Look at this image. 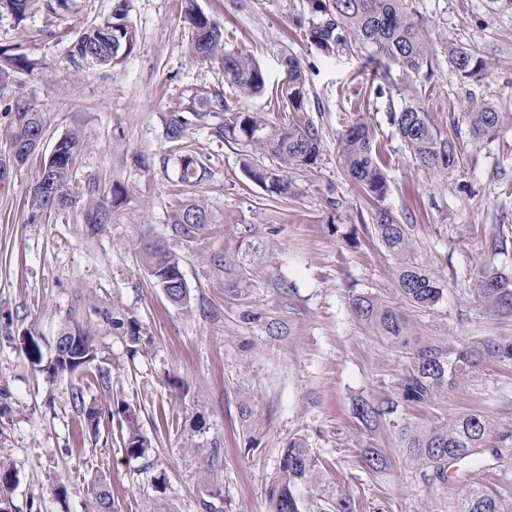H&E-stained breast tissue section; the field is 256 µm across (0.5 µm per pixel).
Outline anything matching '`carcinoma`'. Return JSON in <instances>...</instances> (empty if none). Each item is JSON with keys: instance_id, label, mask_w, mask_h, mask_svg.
I'll list each match as a JSON object with an SVG mask.
<instances>
[{"instance_id": "cac0c4a2", "label": "carcinoma", "mask_w": 512, "mask_h": 512, "mask_svg": "<svg viewBox=\"0 0 512 512\" xmlns=\"http://www.w3.org/2000/svg\"><path fill=\"white\" fill-rule=\"evenodd\" d=\"M302 9L294 18L297 30L307 44L330 57L338 51L358 48L373 69L370 86L377 98L386 99V117L393 125L416 163L429 172L446 173L458 163L455 141L434 127L428 120L419 95L408 91H394L391 69L396 66L406 73L425 72L431 77L433 67L423 25L409 0H301ZM184 20L191 30L187 47L189 57L201 63H217L224 71V83L243 96H261L267 85L263 70L249 55L231 48L232 42L224 27L198 9L195 0H185ZM32 0H0L4 9L17 19L26 18ZM127 0H117L112 15L79 31L67 52L70 68L82 72L90 67H110L128 57L135 49L136 34L127 21ZM448 63L460 79H474L485 68V60L465 46L448 48ZM285 79L271 90L270 101L287 112L302 114L307 111L309 88L298 58L286 51L281 56ZM36 64L23 55L0 51V91L14 82V75L34 73ZM401 96L402 104L395 107L393 94ZM214 108L231 113L224 126L213 133L226 142L243 145L269 159L264 165L246 159L243 168L249 180L260 186L268 197L286 200L295 195L296 189L288 177L291 170L315 168L321 157V136L311 121H290L277 125L258 112L238 111L224 100L220 92L213 94ZM10 121L5 141L9 147L43 139L44 115L26 97L18 95L4 105ZM502 123V113L489 105H482L469 113L470 133L475 138L490 136ZM186 132L182 111L171 112L166 135L177 141ZM342 155L349 175L358 181L367 193L382 202L389 192L383 163L382 144L378 143L375 130L366 122L354 121L340 133ZM57 160L51 154L42 160L40 172L45 174L48 191L31 187L28 200L29 218H47L52 214L80 210L84 223L95 233L111 223L112 203L95 178L85 180L82 190L73 189L74 165L81 155L82 144L73 134L56 141ZM208 223L207 209L199 201L178 203L171 214L173 232L189 234L200 231ZM373 229L379 244L397 261V286L410 304L419 308H433L445 296L446 285L434 273L420 266L411 258L413 226L401 223L392 212L381 207L373 217ZM145 268L175 304L187 299V289L173 287L172 282L182 278L179 260L164 244L154 241L142 247ZM485 302L503 317L512 316V277L495 267H485L479 283ZM350 306L358 319L376 329L388 343L396 348L409 344L406 321L395 309L384 306L369 294H356ZM105 321L114 326H127L130 343L140 342L139 330L131 321L124 322L111 313L103 314ZM73 328L81 336L84 360L71 365L58 360L44 363L41 345L27 332L17 337L26 358L49 381L78 370L87 372L95 366L100 350L96 337L79 323ZM502 359L512 360V343L484 340L476 347L424 344L412 353V365L403 374L395 393L377 403L359 400L354 411L357 418L370 425L385 419L393 425L399 448L411 463L431 471V479L444 483L448 480V467L483 450L498 456V449L487 447L491 426L480 414H464L452 420L437 421L430 425L406 422L396 417L403 402L428 405L447 394L448 389L474 372L479 358L477 351ZM72 404L84 416L89 434L98 437L102 417L118 420V431L113 441L129 458L145 457L150 441L141 433L135 411L124 402L108 405L101 411L85 406L82 391L72 393ZM366 467L380 471L386 466V457L374 448L364 452ZM310 472L308 453L301 444L291 442L284 448L279 472L268 488L271 512H299L294 494L295 484ZM17 480V471L10 463L0 461V493L11 488ZM95 512H115L112 495L103 478L95 479ZM455 512H504L500 492L494 487L477 482L463 484Z\"/></svg>"}]
</instances>
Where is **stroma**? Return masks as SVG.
<instances>
[{
  "mask_svg": "<svg viewBox=\"0 0 512 512\" xmlns=\"http://www.w3.org/2000/svg\"><path fill=\"white\" fill-rule=\"evenodd\" d=\"M35 0L25 20L0 11V48L18 47L34 60V74L17 75L11 93L42 109L45 136L22 167L9 163L0 142V386L11 413L0 422V458L17 469L12 512H93L94 479L106 476L116 512H198L200 500L224 512H269L267 488L289 441L307 449L311 474L295 487L300 512H330L336 496L353 512H455L460 482L429 480L398 449L391 426L363 425L356 400L377 402L395 392L412 363L358 320L351 295L368 293L400 310L413 339L463 345L483 339L512 342V317L493 312L478 291L486 261L512 273V249L492 255L496 230L512 240V10L489 0H413L431 35V78L393 80L421 92L431 123L453 137L458 165L442 174L418 166L374 99L359 51L322 55L296 34L300 0H197L250 53L268 86L283 82L282 50L302 62L310 88L306 116L321 135L317 171L297 172L295 196L268 201L242 168L243 149L212 135L224 113L208 110L203 95L222 91L234 109L264 111L263 97L225 87L222 68L191 60L184 0H129L136 32L133 53L112 67L81 74L66 52L76 33L112 13L115 0H76L61 21ZM481 50L487 64L462 82L448 65L447 45ZM206 113L187 119V133L168 141L166 121L179 105ZM490 104L503 115L494 135L469 133L466 112ZM373 124L388 150L390 186L381 203L413 227L412 258L447 282L434 308L409 304L395 282L396 261L378 244L376 200L353 182L341 158L344 116ZM86 144L75 185L97 177L102 188L122 185L112 222L90 233L80 211L30 224L29 190L42 157L61 136ZM192 156L210 173L198 186L183 180ZM201 200L211 214L196 235L172 232L175 203ZM160 237L179 260L189 295L169 301L145 270L136 243ZM135 320L137 354L103 318ZM92 327L101 350L98 369L111 392L85 374L46 380L20 351L30 332L50 350L67 326ZM83 388L86 404L106 407L118 395L138 415L152 446L126 458L108 433L91 441L70 396ZM479 413L492 424L499 457L475 454L458 462L470 481L497 488L512 506V361L482 358L475 372L428 407L400 405V419L427 424ZM221 448L217 473L207 471L211 442ZM375 448L386 469L369 471L361 451ZM165 475L167 490L152 484ZM68 489L66 504L53 484Z\"/></svg>",
  "mask_w": 512,
  "mask_h": 512,
  "instance_id": "stroma-1",
  "label": "stroma"
}]
</instances>
